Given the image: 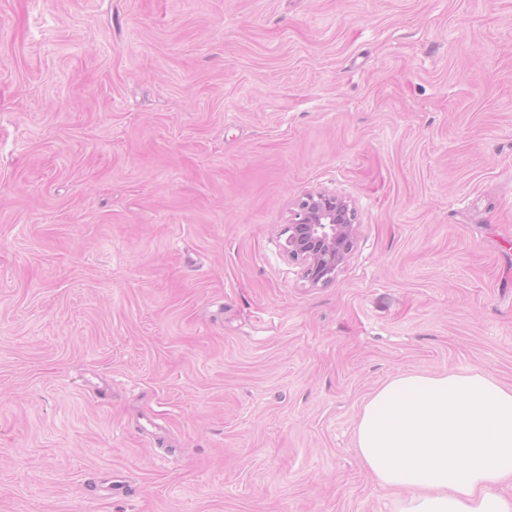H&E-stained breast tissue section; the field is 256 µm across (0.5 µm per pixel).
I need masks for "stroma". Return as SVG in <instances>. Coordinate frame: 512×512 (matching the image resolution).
<instances>
[{
	"label": "stroma",
	"mask_w": 512,
	"mask_h": 512,
	"mask_svg": "<svg viewBox=\"0 0 512 512\" xmlns=\"http://www.w3.org/2000/svg\"><path fill=\"white\" fill-rule=\"evenodd\" d=\"M471 369L512 386V0H0V512H393L364 402ZM295 206L284 228L288 255L301 263L303 277L312 285L329 284L355 246V209L344 197L325 190L305 193Z\"/></svg>",
	"instance_id": "1"
}]
</instances>
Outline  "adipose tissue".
Here are the masks:
<instances>
[{"label":"adipose tissue","instance_id":"ef3b65f1","mask_svg":"<svg viewBox=\"0 0 512 512\" xmlns=\"http://www.w3.org/2000/svg\"><path fill=\"white\" fill-rule=\"evenodd\" d=\"M355 441L379 485L409 488L394 512H512V388L489 373L395 376L364 404Z\"/></svg>","mask_w":512,"mask_h":512}]
</instances>
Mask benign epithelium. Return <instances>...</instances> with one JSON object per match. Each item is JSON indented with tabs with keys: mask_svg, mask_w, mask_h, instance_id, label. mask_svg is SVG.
Segmentation results:
<instances>
[{
	"mask_svg": "<svg viewBox=\"0 0 512 512\" xmlns=\"http://www.w3.org/2000/svg\"><path fill=\"white\" fill-rule=\"evenodd\" d=\"M354 207L344 197L320 190L296 202L284 228L288 255L301 263L303 277L316 286L334 281L357 239Z\"/></svg>",
	"mask_w": 512,
	"mask_h": 512,
	"instance_id": "1",
	"label": "benign epithelium"
}]
</instances>
